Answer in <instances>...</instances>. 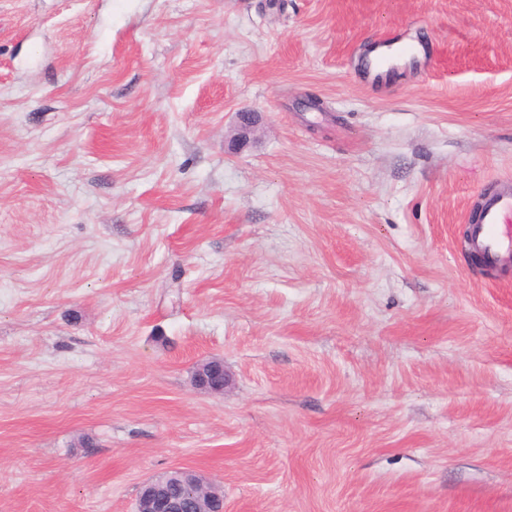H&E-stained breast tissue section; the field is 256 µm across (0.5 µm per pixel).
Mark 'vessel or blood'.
Wrapping results in <instances>:
<instances>
[{
	"mask_svg": "<svg viewBox=\"0 0 512 512\" xmlns=\"http://www.w3.org/2000/svg\"><path fill=\"white\" fill-rule=\"evenodd\" d=\"M468 241L489 265L512 257V185L482 195L469 215Z\"/></svg>",
	"mask_w": 512,
	"mask_h": 512,
	"instance_id": "obj_1",
	"label": "vessel or blood"
}]
</instances>
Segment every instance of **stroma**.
Masks as SVG:
<instances>
[{"label":"stroma","mask_w":512,"mask_h":512,"mask_svg":"<svg viewBox=\"0 0 512 512\" xmlns=\"http://www.w3.org/2000/svg\"><path fill=\"white\" fill-rule=\"evenodd\" d=\"M507 179L512 0H0V512H512ZM469 248L489 265L512 257V184L484 193L469 215ZM220 376L218 382L214 381L212 376ZM194 382L198 389L211 394H223L224 388L230 383V377L224 370V365L217 361H207L201 363L195 372ZM135 512H224V494L202 473L175 468L143 483Z\"/></svg>","instance_id":"stroma-1"}]
</instances>
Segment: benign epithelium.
<instances>
[{"label":"benign epithelium","mask_w":512,"mask_h":512,"mask_svg":"<svg viewBox=\"0 0 512 512\" xmlns=\"http://www.w3.org/2000/svg\"><path fill=\"white\" fill-rule=\"evenodd\" d=\"M194 382L200 390L222 394L230 377L212 360L197 367ZM135 512H224V494L202 473L175 468L143 483Z\"/></svg>","instance_id":"7a95c632"}]
</instances>
